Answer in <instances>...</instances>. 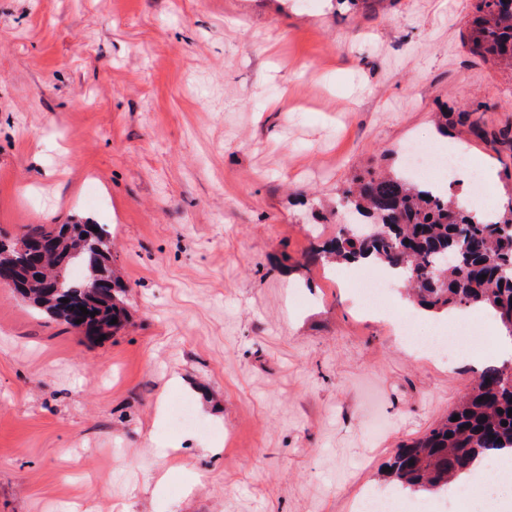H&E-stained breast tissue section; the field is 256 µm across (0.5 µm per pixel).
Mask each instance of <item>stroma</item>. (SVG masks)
<instances>
[{
	"label": "stroma",
	"mask_w": 512,
	"mask_h": 512,
	"mask_svg": "<svg viewBox=\"0 0 512 512\" xmlns=\"http://www.w3.org/2000/svg\"><path fill=\"white\" fill-rule=\"evenodd\" d=\"M472 0H0V233L93 220L129 320L0 287V512H350L489 356H418L309 259L436 112L512 127ZM512 198V146L448 131ZM191 401L206 429H174ZM186 471L165 484L157 450ZM219 447L221 458L209 451Z\"/></svg>",
	"instance_id": "stroma-1"
}]
</instances>
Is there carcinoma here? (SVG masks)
I'll list each match as a JSON object with an SVG mask.
<instances>
[{
    "mask_svg": "<svg viewBox=\"0 0 512 512\" xmlns=\"http://www.w3.org/2000/svg\"><path fill=\"white\" fill-rule=\"evenodd\" d=\"M467 44L472 55L512 76V0H475ZM458 117L475 134L484 132L483 116L463 109ZM343 209L355 215L354 223L370 225L372 234L353 237L340 224L315 256L329 264L378 259L396 271L418 308L446 314L489 309L512 338V202L494 218L482 219L448 190L405 174L369 172L338 194L336 210ZM93 228L91 223L32 226L23 234L33 245L29 261L0 269V277L36 307L73 328L81 319L88 337L107 335L126 319V286L109 266L112 239L99 229L101 250L91 254L83 234ZM76 264L87 271L81 280L68 275ZM81 306L89 314H82ZM94 310L98 314L92 317ZM506 370L503 364L483 368L443 420L401 444L387 463L390 481L412 491L444 492L478 457L512 450V377Z\"/></svg>",
    "mask_w": 512,
    "mask_h": 512,
    "instance_id": "obj_1",
    "label": "carcinoma"
}]
</instances>
